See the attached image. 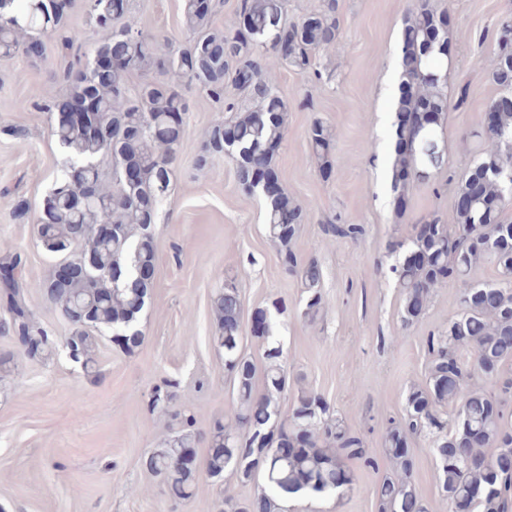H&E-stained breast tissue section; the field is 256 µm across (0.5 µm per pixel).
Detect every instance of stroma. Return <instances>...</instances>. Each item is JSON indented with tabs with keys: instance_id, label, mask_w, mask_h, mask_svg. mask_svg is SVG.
I'll list each match as a JSON object with an SVG mask.
<instances>
[{
	"instance_id": "stroma-1",
	"label": "stroma",
	"mask_w": 512,
	"mask_h": 512,
	"mask_svg": "<svg viewBox=\"0 0 512 512\" xmlns=\"http://www.w3.org/2000/svg\"><path fill=\"white\" fill-rule=\"evenodd\" d=\"M413 0H336L335 47L321 52L307 72L290 67L277 75L287 102L288 132L276 156L279 184L306 214L294 250L322 270L326 304L315 322L301 316L304 293L281 262L266 233L259 197L239 185L233 162L218 155L205 168L196 159L212 125L224 118L221 104L191 89L185 137L173 164L172 191L154 227L156 263L151 300L144 310L137 347L125 350L98 340L95 361L85 367L56 348L48 358L23 353L13 337L0 335V354L13 353L0 372V512H222L223 486L196 476L191 499L171 498L145 465L171 423L153 411V389L167 385L173 412L193 411L206 435L233 403V381L214 345L211 313L225 278H236L246 313L283 302L279 316L290 407L298 391L321 393L361 432L378 470L347 461L358 478L347 498L289 501L290 512H377L371 490L388 471L381 427L401 413L405 392L424 377L425 338L445 327L456 310L455 286L440 289L424 318L402 329V297L388 271L385 245L434 212L450 215L454 184L469 166L460 146L481 110L497 95L485 62L499 49L498 20L512 0H434L448 14L453 63L448 112L441 136L448 164L429 182L415 184L409 212L395 223L389 158L392 150L391 88L398 82L402 19ZM131 19L145 34L187 45L182 0H132ZM46 60L0 58V266L22 263V287L36 322L57 338L72 327L39 290L54 264L37 237L41 201L59 176L63 155L42 110L47 87L63 60L56 35L44 37ZM333 130L335 167L322 177L308 143L313 120ZM360 224L356 241L326 236L322 224ZM398 337L395 349L384 340ZM418 493L428 512H448L429 443L412 448Z\"/></svg>"
}]
</instances>
